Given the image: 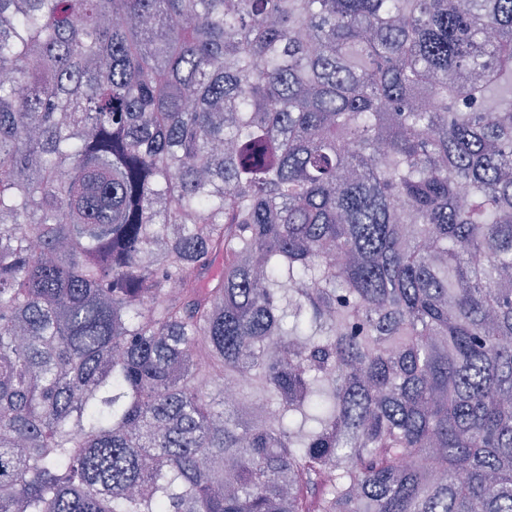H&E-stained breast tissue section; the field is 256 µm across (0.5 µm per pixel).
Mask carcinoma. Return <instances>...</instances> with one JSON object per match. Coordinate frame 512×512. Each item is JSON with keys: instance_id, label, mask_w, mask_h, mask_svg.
<instances>
[{"instance_id": "carcinoma-1", "label": "carcinoma", "mask_w": 512, "mask_h": 512, "mask_svg": "<svg viewBox=\"0 0 512 512\" xmlns=\"http://www.w3.org/2000/svg\"><path fill=\"white\" fill-rule=\"evenodd\" d=\"M511 83L512 0H0V512H512Z\"/></svg>"}]
</instances>
